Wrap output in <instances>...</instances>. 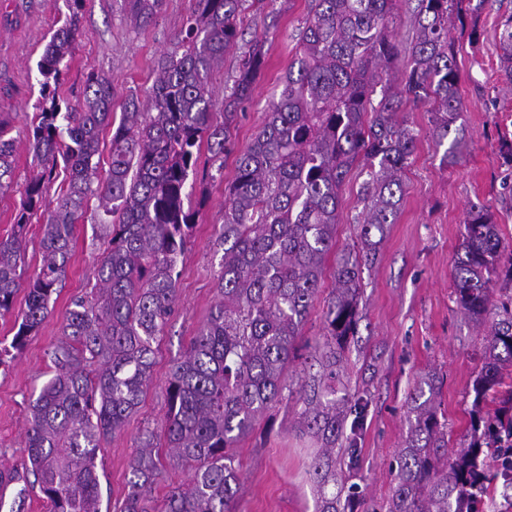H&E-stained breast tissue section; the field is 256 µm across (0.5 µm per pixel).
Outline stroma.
Segmentation results:
<instances>
[{
  "label": "stroma",
  "instance_id": "1",
  "mask_svg": "<svg viewBox=\"0 0 512 512\" xmlns=\"http://www.w3.org/2000/svg\"><path fill=\"white\" fill-rule=\"evenodd\" d=\"M275 20L246 11L247 34L266 37L267 61L252 99L231 129L234 151L245 150L263 125L269 101L298 50L296 35L307 18L310 0H281ZM123 0H86L80 34L60 92L70 101L82 95L88 71L104 74L114 92V114L133 96H145L164 52L173 49L189 0H163L158 17L133 27L124 16ZM69 14L66 0H0V120L14 139V183L0 195V237L10 235L21 194L33 173L26 119L41 102L38 63L45 44ZM512 14V0H495L467 25L481 38L470 46L455 40L462 109L456 125L463 129L459 156L443 161L429 122L432 101L408 104L407 124L417 136L416 149L404 173V196L395 224L389 225L376 262L362 274L361 319L350 337L340 371L351 392L368 401L357 430L360 467L349 475L359 503L382 505L391 495L388 463L407 432L406 397L422 375H435L448 436L458 442L465 433L472 402L469 385L481 362L483 331L464 317L452 300L453 263L462 241L471 203L490 206L504 237L512 242V196L503 184L512 167L501 158L502 139L512 140V87L499 72L495 32ZM235 179L233 157L223 171L200 158L185 191L198 212V223L178 264V305L154 345L152 379L122 432L98 454L104 512H118L127 492L128 464L145 428L159 427L167 411L166 388L173 361L189 347L218 300L217 275L223 250L217 244L224 224V200ZM360 168L340 190L336 247L358 242L354 216L361 211ZM97 199H89L72 244L67 274L51 300L52 310L21 351L0 360V471H24L28 406L34 390L54 371L53 351L62 338L65 315L76 297L92 288L99 254L92 224ZM291 404L273 405L251 435L236 448L239 475L236 512H318L319 488L310 464L315 453L310 437L293 428Z\"/></svg>",
  "mask_w": 512,
  "mask_h": 512
}]
</instances>
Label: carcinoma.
Instances as JSON below:
<instances>
[{
    "mask_svg": "<svg viewBox=\"0 0 512 512\" xmlns=\"http://www.w3.org/2000/svg\"><path fill=\"white\" fill-rule=\"evenodd\" d=\"M139 26L158 14L161 0H123ZM245 0H190L175 49L158 62L151 89L129 98L113 120L110 81L92 71L83 99L59 94L72 57L85 0H70V14L45 46L38 68L42 105L27 126L36 172L26 183L17 224L0 239V314L25 292L11 348L20 351L50 312L52 294L72 258L76 224L91 197L101 246L89 297L73 301L54 351L56 372L29 402L26 473L51 512H101L97 456L119 433L148 386L153 343L178 300V264L196 212L185 207V185L207 144L217 170L231 154L230 128L265 67L266 39L245 43L224 101L215 99L211 71L243 39ZM487 0H417L405 47L402 87L382 86L372 104L378 70L399 55L389 34L397 0H312L298 33L299 50L271 102L265 122L235 158L236 177L224 206L218 238L224 245L217 276L219 300L170 372L167 414L160 431L145 430L129 463L120 512H145L142 503L161 473L153 451L162 438L172 457L192 472L185 490L172 489L161 512H234L237 444L259 418L285 398L303 325L313 309L330 253L336 248L339 191L354 165L365 161L361 248L335 255V288L323 308V331L306 340L318 371L296 399L294 427L318 450L313 475L320 512H354L352 494L336 483V465L351 469L358 449L343 447L346 415L358 428L366 409L360 396L336 397L349 337L359 323L363 266L395 223L403 173L415 150L403 107L434 102L437 146L443 159L461 152L452 130L461 100L452 14L477 15ZM500 67L512 85V15L499 27ZM224 113L216 124L213 113ZM112 129L109 163L101 165L100 134ZM12 140L0 121V192L12 184ZM68 178L54 207L43 209L58 167ZM44 221L42 262L25 272V230L32 215ZM454 302L485 327L481 366L473 378L469 427L459 447H448V420L432 381L407 395L408 432L393 457L395 486L386 512H490L491 483L512 489V244L504 241L490 208L470 205L454 266Z\"/></svg>",
    "mask_w": 512,
    "mask_h": 512,
    "instance_id": "1",
    "label": "carcinoma"
}]
</instances>
